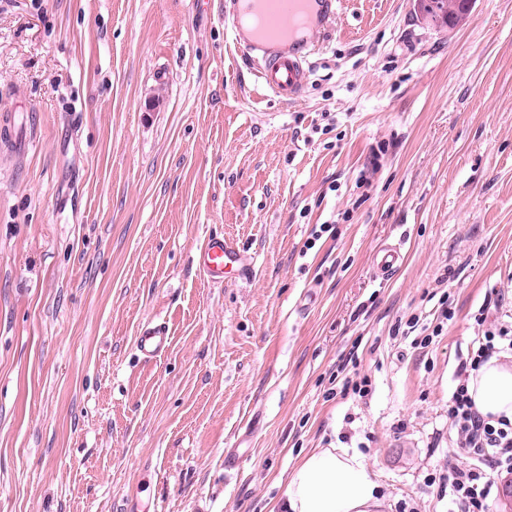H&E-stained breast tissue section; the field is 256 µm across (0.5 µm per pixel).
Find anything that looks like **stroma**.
I'll use <instances>...</instances> for the list:
<instances>
[{
    "label": "stroma",
    "mask_w": 512,
    "mask_h": 512,
    "mask_svg": "<svg viewBox=\"0 0 512 512\" xmlns=\"http://www.w3.org/2000/svg\"><path fill=\"white\" fill-rule=\"evenodd\" d=\"M234 6L0 0V512H263L334 447L384 512H448L454 375L512 291V0L452 29L340 0L290 105ZM212 234L248 279L207 282ZM341 368L371 394H335ZM171 333L165 322L145 324L137 336V350L145 362H151L166 353L171 345Z\"/></svg>",
    "instance_id": "1"
}]
</instances>
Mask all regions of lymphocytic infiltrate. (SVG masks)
Wrapping results in <instances>:
<instances>
[{"instance_id":"lymphocytic-infiltrate-1","label":"lymphocytic infiltrate","mask_w":512,"mask_h":512,"mask_svg":"<svg viewBox=\"0 0 512 512\" xmlns=\"http://www.w3.org/2000/svg\"><path fill=\"white\" fill-rule=\"evenodd\" d=\"M478 330L458 374L448 401L449 429L457 447L466 453L465 463L448 464L450 512H489L499 487V477L512 474V421L489 423L476 410L468 393L469 374L493 355L512 354V319H476Z\"/></svg>"}]
</instances>
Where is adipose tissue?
<instances>
[{
	"instance_id": "adipose-tissue-1",
	"label": "adipose tissue",
	"mask_w": 512,
	"mask_h": 512,
	"mask_svg": "<svg viewBox=\"0 0 512 512\" xmlns=\"http://www.w3.org/2000/svg\"><path fill=\"white\" fill-rule=\"evenodd\" d=\"M468 392L486 417L512 420V366L491 358L471 374ZM372 465L352 448H315L287 475L268 512H381Z\"/></svg>"
}]
</instances>
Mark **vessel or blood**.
<instances>
[{
  "mask_svg": "<svg viewBox=\"0 0 512 512\" xmlns=\"http://www.w3.org/2000/svg\"><path fill=\"white\" fill-rule=\"evenodd\" d=\"M239 7L233 25L250 27L252 37L237 41L236 47L244 58L255 50H264L261 65L254 72L263 87L280 102L297 101L308 78L307 59L290 50L289 44L302 40L310 30L328 32L336 11L331 0H237ZM198 265L214 283L225 278H247L250 267L235 243L221 235L209 236L199 249ZM171 333L166 323L145 324L136 340L137 350L150 362L166 353L171 345Z\"/></svg>",
  "mask_w": 512,
  "mask_h": 512,
  "instance_id": "vessel-or-blood-1",
  "label": "vessel or blood"
}]
</instances>
